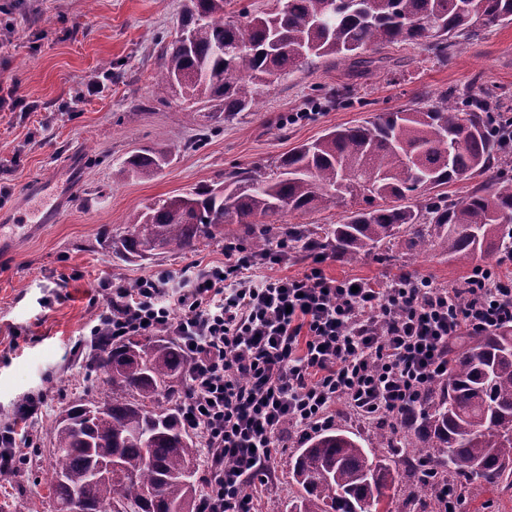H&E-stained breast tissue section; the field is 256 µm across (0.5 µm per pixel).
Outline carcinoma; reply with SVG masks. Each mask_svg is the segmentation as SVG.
<instances>
[{
  "instance_id": "obj_1",
  "label": "carcinoma",
  "mask_w": 512,
  "mask_h": 512,
  "mask_svg": "<svg viewBox=\"0 0 512 512\" xmlns=\"http://www.w3.org/2000/svg\"><path fill=\"white\" fill-rule=\"evenodd\" d=\"M227 0H184L188 39L164 46L155 93L179 91L232 118L256 108L265 88L315 60L351 66L394 43L424 46L448 62L456 40L512 21V0H272L244 23L224 21ZM512 106L493 92L442 94L423 107L382 112L338 127L260 167L225 173L223 189L201 184L129 216L115 251L130 262L191 250L226 224H250L253 251L271 244L270 218L354 202L334 224L288 228L290 250L356 259L397 241L450 261L489 248L512 256V146L501 130ZM172 152L135 153L119 173L154 176ZM489 175L459 199L441 186ZM93 369L111 394L63 409L51 431L49 490L55 512H194L195 433L174 403L185 360L171 336L94 342ZM424 461L469 496L512 489V328L466 338L448 376L428 388L418 421L388 429L377 448L327 430L290 461L299 494L288 512H404L410 495L437 493ZM112 467V476L91 472Z\"/></svg>"
}]
</instances>
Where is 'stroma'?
Listing matches in <instances>:
<instances>
[{
    "mask_svg": "<svg viewBox=\"0 0 512 512\" xmlns=\"http://www.w3.org/2000/svg\"><path fill=\"white\" fill-rule=\"evenodd\" d=\"M183 0H7L0 29V90H15L31 112L0 107V212L16 224L0 250V425L26 398L42 402L33 444L10 482H0V512H54L45 477L53 452L50 424L84 395L103 396L102 378L88 375L89 330L106 296L104 282L135 285L158 272L180 275L190 266L224 260V245L250 246L245 225L195 249L122 262L112 239L128 216L196 184H220L235 168L273 169L278 157L325 130L378 112L421 107L473 84L512 93V23L487 29L442 63L416 44L382 48L371 73L348 72L324 58L271 86L258 111L224 120L200 104L170 94L158 99L154 77L162 48L179 27ZM98 89L80 96L82 81ZM354 85L348 108L305 114L314 93ZM175 147L169 165L150 178L119 175L129 155ZM84 160L76 193L56 222L34 223L45 206L32 195L39 183H58L70 155ZM495 251L451 261L436 251L410 254L397 246L352 261L328 257L327 278L383 280L402 272L459 287L476 267H496Z\"/></svg>",
    "mask_w": 512,
    "mask_h": 512,
    "instance_id": "stroma-1",
    "label": "stroma"
}]
</instances>
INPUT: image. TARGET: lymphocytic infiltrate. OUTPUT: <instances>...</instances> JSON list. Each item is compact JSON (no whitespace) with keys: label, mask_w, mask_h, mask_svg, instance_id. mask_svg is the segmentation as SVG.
<instances>
[{"label":"lymphocytic infiltrate","mask_w":512,"mask_h":512,"mask_svg":"<svg viewBox=\"0 0 512 512\" xmlns=\"http://www.w3.org/2000/svg\"><path fill=\"white\" fill-rule=\"evenodd\" d=\"M287 241L257 254L224 245V262L110 281L92 336L165 332L186 361L181 415L207 465L196 512H259L286 448L329 429L339 409L366 422L418 417L463 336L512 325V277L477 268L465 288L403 273L382 283L327 279L321 268L271 276ZM22 403L0 426V472L22 456Z\"/></svg>","instance_id":"1"}]
</instances>
